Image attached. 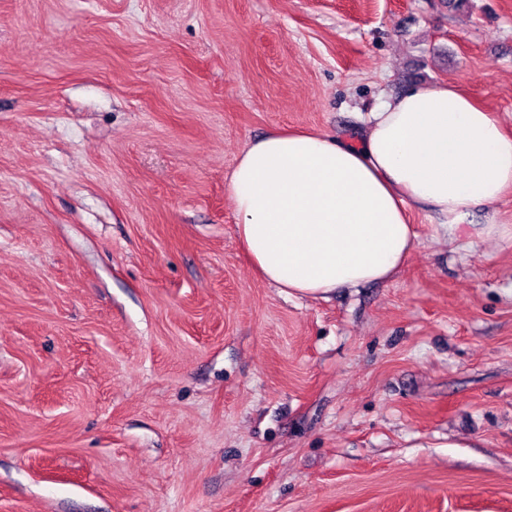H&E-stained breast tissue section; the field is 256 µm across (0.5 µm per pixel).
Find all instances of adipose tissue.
Listing matches in <instances>:
<instances>
[{"label":"adipose tissue","instance_id":"1","mask_svg":"<svg viewBox=\"0 0 512 512\" xmlns=\"http://www.w3.org/2000/svg\"><path fill=\"white\" fill-rule=\"evenodd\" d=\"M351 145L317 131L252 141L226 188L254 270L291 297L389 280L417 246L410 210L449 236L512 245V224L468 223L512 191V136L459 87L419 86L368 115Z\"/></svg>","mask_w":512,"mask_h":512}]
</instances>
